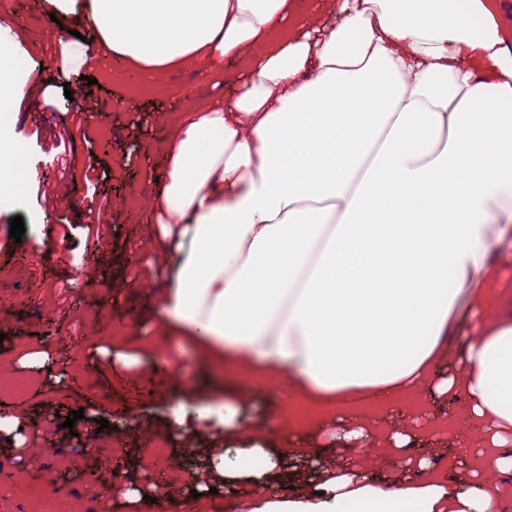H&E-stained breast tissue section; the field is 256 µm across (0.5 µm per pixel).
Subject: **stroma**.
I'll use <instances>...</instances> for the list:
<instances>
[{
  "mask_svg": "<svg viewBox=\"0 0 512 512\" xmlns=\"http://www.w3.org/2000/svg\"><path fill=\"white\" fill-rule=\"evenodd\" d=\"M0 28L30 29L17 42L16 58L33 93L6 113L21 146L26 173L19 188L0 192V359L15 369V388L0 390V404L13 405L22 435L40 450L19 458L12 443L0 438V512H138L125 492L148 489L147 450L160 437L169 447L161 465L176 469L183 482L168 494L164 512H239L251 488L235 484L230 494L211 493L208 484L191 485V473L212 466V441L223 433L210 422L200 432L195 410L239 399L250 390L242 416L251 425L272 423L284 409L300 406L286 377L248 383L232 366L221 365L194 348L182 329L164 360L148 350L156 333L157 304L179 262L167 258L162 277L154 270L168 231L141 203L148 175L163 177L164 149L175 126L191 108L232 103L242 81L234 60L217 77L188 64L128 78L112 73L96 34L74 15L52 22V6L43 0H0ZM66 29L63 41L42 32ZM68 57L61 68L59 57ZM82 89L80 105L95 124L77 131L67 106L65 85ZM105 162L107 179L99 191L113 200V234L106 243L84 229L87 186L83 171L92 160ZM23 196L16 205L15 196ZM22 217L21 240L10 237V221ZM46 367L31 370V355ZM183 407L180 432H170L173 410ZM82 411L73 429L62 426L71 411ZM465 403L423 389L388 409L367 410L366 424H380L408 435L404 450L388 454L374 435L348 443L343 432L351 415L339 410L334 427L291 438L301 455L291 457L279 478L285 492L320 480L324 472L360 459L374 460L372 476L381 485L410 480L403 455L428 459L439 472L470 478L477 467L479 433L467 419ZM109 426L99 429L98 419ZM96 445H88L89 435ZM472 452L458 453L461 443ZM37 492H30V485Z\"/></svg>",
  "mask_w": 512,
  "mask_h": 512,
  "instance_id": "35a3bbf8",
  "label": "stroma"
}]
</instances>
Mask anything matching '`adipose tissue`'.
<instances>
[{
  "mask_svg": "<svg viewBox=\"0 0 512 512\" xmlns=\"http://www.w3.org/2000/svg\"><path fill=\"white\" fill-rule=\"evenodd\" d=\"M82 8L100 46L143 71L235 59L248 79L174 132L153 200L184 253L159 305L215 362L287 375L332 407L387 405L431 378L448 336L462 369L438 393L465 398L490 454L471 479L383 487L368 460L285 495L293 449L219 417L213 461L253 496L240 512H505L512 503V28L497 0H342L318 35L292 0H53ZM467 307H460L461 298Z\"/></svg>",
  "mask_w": 512,
  "mask_h": 512,
  "instance_id": "adipose-tissue-1",
  "label": "adipose tissue"
}]
</instances>
